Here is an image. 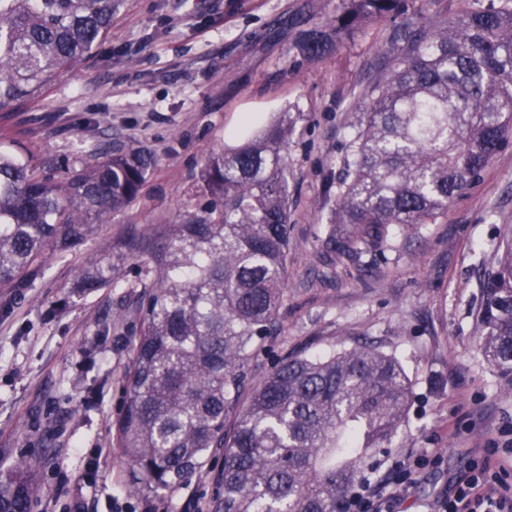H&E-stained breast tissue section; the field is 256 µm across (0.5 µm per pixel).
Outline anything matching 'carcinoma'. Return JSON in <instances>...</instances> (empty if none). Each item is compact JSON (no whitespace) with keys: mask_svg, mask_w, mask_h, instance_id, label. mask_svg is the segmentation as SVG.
<instances>
[{"mask_svg":"<svg viewBox=\"0 0 512 512\" xmlns=\"http://www.w3.org/2000/svg\"><path fill=\"white\" fill-rule=\"evenodd\" d=\"M123 0H0V107L36 99L112 28ZM401 0H342L318 57ZM408 51L353 112L323 239L331 260L374 268L434 224L512 141V10L473 9L404 32ZM282 112L209 158L204 202L147 253L139 334L116 423L131 492L153 498L223 450L215 512H342L403 427L414 392L372 345L287 355L254 385L250 363L276 328L288 279V140ZM148 152L105 155L62 181L0 151V288H28L47 246L64 255L140 194ZM110 283L112 268L81 274ZM480 350L512 385V252L483 272ZM28 468L0 472V512H30Z\"/></svg>","mask_w":512,"mask_h":512,"instance_id":"cac0c4a2","label":"carcinoma"}]
</instances>
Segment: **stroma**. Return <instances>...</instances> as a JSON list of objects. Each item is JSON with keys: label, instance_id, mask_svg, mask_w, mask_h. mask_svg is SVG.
I'll list each match as a JSON object with an SVG mask.
<instances>
[{"label": "stroma", "instance_id": "stroma-1", "mask_svg": "<svg viewBox=\"0 0 512 512\" xmlns=\"http://www.w3.org/2000/svg\"><path fill=\"white\" fill-rule=\"evenodd\" d=\"M341 0H124L93 53L39 98L0 108V150L60 180L102 152L149 150L138 198L83 245L46 250L41 273L0 309V471L25 465L39 493L31 512H213L222 455L186 483L144 499L128 491L115 423L139 329L144 276L134 244L179 223L199 199L212 154L290 113V252L280 330L251 364L261 383L283 356L369 343L395 356L417 401L388 459L420 463L396 512H438L475 449L512 459V386L478 349L481 275L512 247V145L371 274L331 261L320 245L351 112L395 63L408 25L428 28L512 0H405L358 26L328 54H302L305 34ZM111 267L120 288L85 292L82 271Z\"/></svg>", "mask_w": 512, "mask_h": 512}]
</instances>
